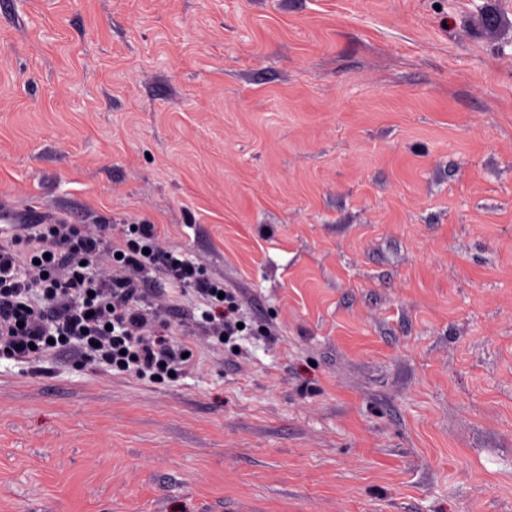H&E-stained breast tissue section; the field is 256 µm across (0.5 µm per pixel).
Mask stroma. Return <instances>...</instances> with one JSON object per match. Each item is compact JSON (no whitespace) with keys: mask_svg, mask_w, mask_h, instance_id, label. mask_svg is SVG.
I'll return each mask as SVG.
<instances>
[{"mask_svg":"<svg viewBox=\"0 0 512 512\" xmlns=\"http://www.w3.org/2000/svg\"><path fill=\"white\" fill-rule=\"evenodd\" d=\"M0 205L246 323L0 358V512H512V0H0Z\"/></svg>","mask_w":512,"mask_h":512,"instance_id":"35a3bbf8","label":"stroma"}]
</instances>
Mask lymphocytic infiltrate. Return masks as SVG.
<instances>
[{"mask_svg":"<svg viewBox=\"0 0 512 512\" xmlns=\"http://www.w3.org/2000/svg\"><path fill=\"white\" fill-rule=\"evenodd\" d=\"M159 265L203 302L211 336L237 334V305L223 284L165 247L155 225L115 241L77 224L11 225L0 236V357L24 362L57 349L151 379L185 369L188 359L156 328L162 301L145 300Z\"/></svg>","mask_w":512,"mask_h":512,"instance_id":"1","label":"lymphocytic infiltrate"}]
</instances>
